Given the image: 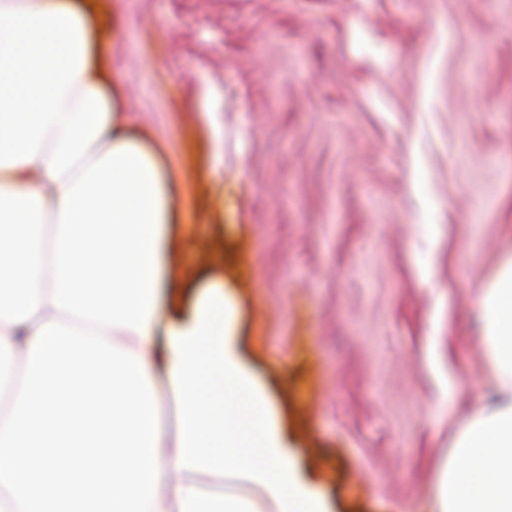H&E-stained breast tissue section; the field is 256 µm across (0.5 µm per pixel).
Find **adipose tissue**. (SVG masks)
I'll list each match as a JSON object with an SVG mask.
<instances>
[{
    "mask_svg": "<svg viewBox=\"0 0 512 512\" xmlns=\"http://www.w3.org/2000/svg\"><path fill=\"white\" fill-rule=\"evenodd\" d=\"M122 109L90 0H0V350L27 361L41 328L68 317L52 301L54 276L39 256L46 229L59 223L69 177L80 164L135 148L159 203L152 311L144 332L122 326L103 334L139 356L147 374L163 369L181 402L177 432L158 436L156 512H324L322 497L296 475L273 406L236 350V305L224 277L175 265L171 173L156 149L130 135ZM185 281L196 289L188 301L178 289ZM478 309L496 400L457 435L439 470L436 512H512V259ZM217 380L220 403L209 399ZM218 471L260 487L264 506L207 490L206 477Z\"/></svg>",
    "mask_w": 512,
    "mask_h": 512,
    "instance_id": "obj_1",
    "label": "adipose tissue"
}]
</instances>
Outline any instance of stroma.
Wrapping results in <instances>:
<instances>
[{"instance_id":"stroma-1","label":"stroma","mask_w":512,"mask_h":512,"mask_svg":"<svg viewBox=\"0 0 512 512\" xmlns=\"http://www.w3.org/2000/svg\"><path fill=\"white\" fill-rule=\"evenodd\" d=\"M131 133L223 255L237 349L329 512H434L512 257V0H99Z\"/></svg>"}]
</instances>
